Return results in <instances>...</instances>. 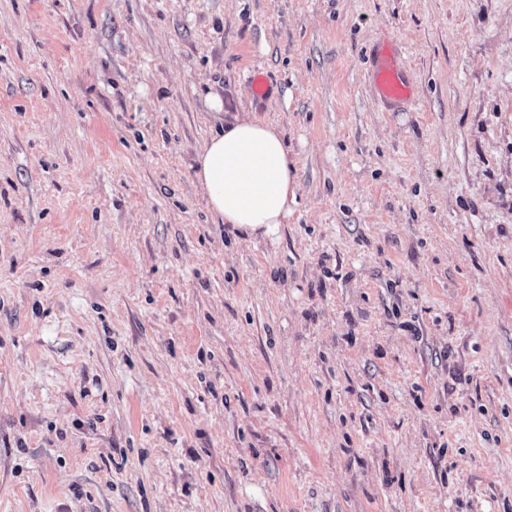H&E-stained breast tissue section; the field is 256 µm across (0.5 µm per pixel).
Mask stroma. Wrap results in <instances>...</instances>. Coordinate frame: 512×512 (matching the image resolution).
I'll use <instances>...</instances> for the list:
<instances>
[{"label":"stroma","instance_id":"1","mask_svg":"<svg viewBox=\"0 0 512 512\" xmlns=\"http://www.w3.org/2000/svg\"><path fill=\"white\" fill-rule=\"evenodd\" d=\"M0 512H512V0H0ZM370 77L380 98L387 104L408 102L414 98L415 88L390 44L377 50L371 63ZM195 177L224 223L255 231L285 223L296 197L292 160L280 131L236 115L196 156Z\"/></svg>","mask_w":512,"mask_h":512}]
</instances>
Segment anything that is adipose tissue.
I'll return each instance as SVG.
<instances>
[{
	"instance_id": "adipose-tissue-1",
	"label": "adipose tissue",
	"mask_w": 512,
	"mask_h": 512,
	"mask_svg": "<svg viewBox=\"0 0 512 512\" xmlns=\"http://www.w3.org/2000/svg\"><path fill=\"white\" fill-rule=\"evenodd\" d=\"M292 161L280 131L252 116H235L196 157L195 177L210 209L248 230L285 223L296 197Z\"/></svg>"
}]
</instances>
